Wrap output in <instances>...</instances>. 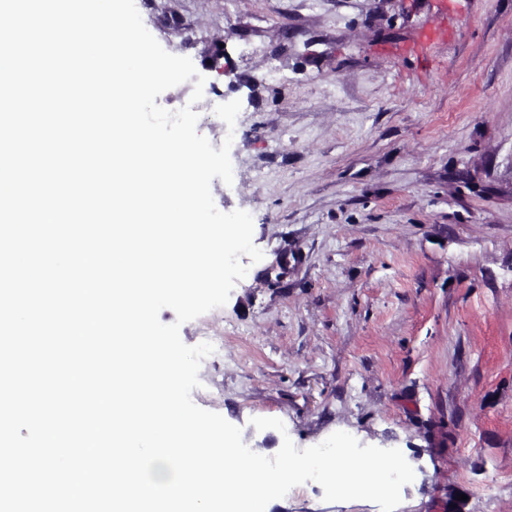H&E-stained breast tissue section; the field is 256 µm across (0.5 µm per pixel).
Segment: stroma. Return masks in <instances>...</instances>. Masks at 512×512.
<instances>
[{"label": "stroma", "mask_w": 512, "mask_h": 512, "mask_svg": "<svg viewBox=\"0 0 512 512\" xmlns=\"http://www.w3.org/2000/svg\"><path fill=\"white\" fill-rule=\"evenodd\" d=\"M135 3L240 100L211 193L264 254L180 329L222 340L193 402L270 457L336 431L400 449L396 512H512V0ZM269 512L380 509L307 482Z\"/></svg>", "instance_id": "1"}]
</instances>
